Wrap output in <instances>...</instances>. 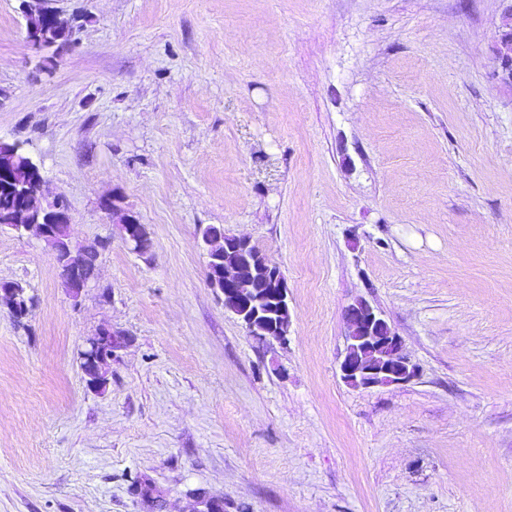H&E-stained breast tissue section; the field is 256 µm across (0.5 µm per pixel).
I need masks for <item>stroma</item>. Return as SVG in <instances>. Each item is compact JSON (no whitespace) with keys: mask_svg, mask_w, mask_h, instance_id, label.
Segmentation results:
<instances>
[{"mask_svg":"<svg viewBox=\"0 0 512 512\" xmlns=\"http://www.w3.org/2000/svg\"><path fill=\"white\" fill-rule=\"evenodd\" d=\"M0 0V137L70 238L0 230V512H512V0H58L36 50ZM117 201L147 254L118 238ZM249 237L291 299L259 343L207 284L201 228ZM418 373L339 376L356 300ZM128 341L87 388L79 352ZM65 280L67 287L74 296H78L84 288H87L89 281L86 280L84 275L82 256L72 257L71 252L69 253Z\"/></svg>","mask_w":512,"mask_h":512,"instance_id":"35a3bbf8","label":"stroma"}]
</instances>
